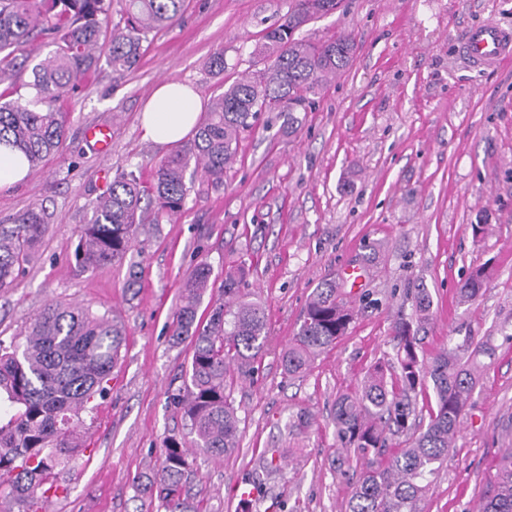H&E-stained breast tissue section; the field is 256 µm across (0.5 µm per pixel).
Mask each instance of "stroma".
<instances>
[{"instance_id":"35a3bbf8","label":"stroma","mask_w":512,"mask_h":512,"mask_svg":"<svg viewBox=\"0 0 512 512\" xmlns=\"http://www.w3.org/2000/svg\"><path fill=\"white\" fill-rule=\"evenodd\" d=\"M293 5L187 0L172 25L149 34L136 64L120 72L100 64L58 102L62 147L0 189V221L30 207L50 216L31 262L0 290V342L19 340L50 300L108 315L127 334L109 393L83 414L88 449L60 472L62 490L47 499V512H152L132 480L159 465L164 436L184 430L169 396L192 345L175 342L171 324L181 284L202 261L213 268L215 291L225 271L246 265L242 292L263 303L270 331L255 373L230 390L239 447L194 462L191 491L209 512H239L234 489L248 481L250 512H347L364 458L339 446L333 406L376 362L394 361L392 323L411 310L421 282L433 298L425 355L466 335L495 346L423 512H478L494 486L512 448V340L497 333L512 322V64L474 69L459 43L489 20L512 27V0H343L300 34L314 42L352 34L353 61L312 95L295 132L262 113L241 133L222 186L194 175L182 210L145 225L122 261L85 270L76 259L89 205L115 174L133 169L151 182L174 151L143 136L141 112L154 90L179 80L211 102L254 71L261 30ZM217 51L220 74L207 67ZM92 125L111 127L107 153L86 139ZM476 224L483 234H473ZM485 264L483 298L458 304L459 282ZM330 278L355 319L307 375L288 377L279 354L314 288ZM302 412L312 419L305 429ZM270 448L281 453L271 473Z\"/></svg>"}]
</instances>
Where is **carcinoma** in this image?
<instances>
[{"mask_svg":"<svg viewBox=\"0 0 512 512\" xmlns=\"http://www.w3.org/2000/svg\"><path fill=\"white\" fill-rule=\"evenodd\" d=\"M279 24L261 32L254 55L263 68L224 88L199 121L193 138L158 166L153 183L143 185L135 171L119 173L90 206L81 229V267L122 260L148 218L157 221L180 212L190 187V164L211 184H224V170L236 160L239 134L262 112L284 117L292 132L308 96L345 70L354 54L350 36L321 42L296 37L309 21L336 9V0H294ZM186 0H125V25H111L112 0H0V82L36 56V31L51 36L54 52L33 67L31 96L0 104V143L25 157L28 169L40 167L65 140L63 113L55 103L74 91L98 68L102 53L115 70L140 56L147 35L176 20ZM50 217L28 208L0 224V288L15 281L33 248L46 234ZM212 268L201 262L181 284L182 300L172 336L192 344L191 364L182 386L170 395L192 435L191 445L173 434L164 438L160 468L153 477L134 479L137 492L158 501L157 512H204L191 495L189 448L209 456L229 454L238 445L241 419L230 401L231 367L247 377L265 352L269 332L264 306L244 299L240 286L245 265L224 274L221 297L197 318L210 287ZM489 272L473 269L458 288L461 304L479 300ZM432 296L424 286L413 293L412 313H399L392 325L399 372L387 381L379 362L360 389L336 397V439L343 448L373 456L356 480L349 512H422L421 503L448 454L455 447L461 419L476 388L481 359L492 358L489 340L466 336L450 343L431 361L423 355L421 332L432 316ZM354 313L339 299L336 281L313 292L295 336L280 352L283 371L302 377L314 360L348 333ZM126 332L116 319L79 306L48 303L25 328L21 341L0 344V499L7 512H34L33 503L58 492L56 471L82 450L80 413L91 400L105 397ZM431 389L434 404L426 428L417 431L413 397ZM392 437L404 446L384 454ZM481 512H512V451L504 456L494 490Z\"/></svg>","mask_w":512,"mask_h":512,"instance_id":"obj_1","label":"carcinoma"}]
</instances>
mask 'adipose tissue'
<instances>
[{
	"label": "adipose tissue",
	"instance_id": "obj_1",
	"mask_svg": "<svg viewBox=\"0 0 512 512\" xmlns=\"http://www.w3.org/2000/svg\"><path fill=\"white\" fill-rule=\"evenodd\" d=\"M201 95L191 86L171 80L157 87L142 115L144 136L162 145L183 141L199 122Z\"/></svg>",
	"mask_w": 512,
	"mask_h": 512
}]
</instances>
